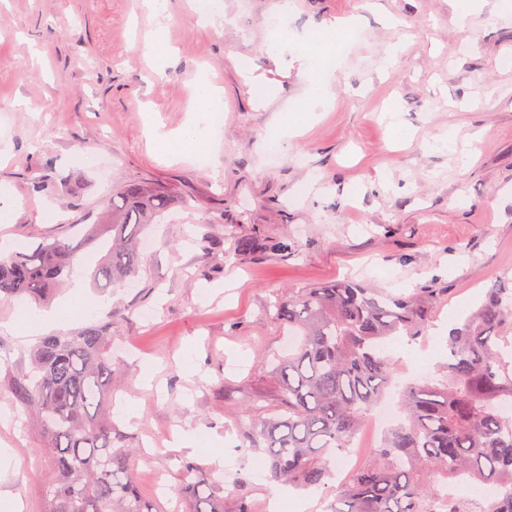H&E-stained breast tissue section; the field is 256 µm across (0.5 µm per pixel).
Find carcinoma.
Here are the masks:
<instances>
[{"mask_svg": "<svg viewBox=\"0 0 512 512\" xmlns=\"http://www.w3.org/2000/svg\"><path fill=\"white\" fill-rule=\"evenodd\" d=\"M172 204L140 183L120 186L102 216L65 238L0 253V297L47 299L83 271L84 250L102 254L93 285L108 289L140 268L141 235ZM439 289L394 295L337 279L278 299L274 318L298 333V345L275 358L282 411L260 420L257 436L270 479L303 488L325 485L332 463L384 399L397 367L383 353L390 336L423 335ZM446 375L406 384L405 418L390 425L365 464L336 488L330 512H512V289L485 300L448 332ZM112 319L74 334L44 336L30 370L13 384L34 413L52 467L44 476V512H151L128 471L131 448L112 445ZM467 475L500 494L485 507L468 494L442 495L438 478ZM191 512H224L217 484H188Z\"/></svg>", "mask_w": 512, "mask_h": 512, "instance_id": "1", "label": "carcinoma"}]
</instances>
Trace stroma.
<instances>
[{"instance_id": "obj_1", "label": "stroma", "mask_w": 512, "mask_h": 512, "mask_svg": "<svg viewBox=\"0 0 512 512\" xmlns=\"http://www.w3.org/2000/svg\"><path fill=\"white\" fill-rule=\"evenodd\" d=\"M455 2L293 0L276 54L268 21L279 0H224L212 26L198 25L192 0H168L157 21L140 0H0V187L13 197L0 241L68 236L129 182L173 193L132 285L100 291L84 276L44 305L77 311L75 330L111 319L114 395L140 412L113 416L112 437L136 448L130 476L152 512H187L183 460L219 484L224 512H267L278 493L289 512H328L335 478L321 492L282 489L249 438L254 408L269 416L280 406V297L344 277L406 295L436 283L443 293L424 337L387 345L403 381L413 349L430 354V377H442L449 322L492 285L512 288V11L489 0L460 28ZM349 18L357 35L338 49L329 95L303 112L304 38ZM159 28L171 47L161 61L149 51ZM202 76L224 94L212 152L160 156L148 124L187 127ZM285 110L304 118L296 136L279 135ZM398 127L408 139L397 141ZM450 132L451 147L440 141ZM84 150L94 165L78 162ZM46 174L51 187L38 189ZM283 235L291 252L265 249ZM241 238L257 245L244 257L230 250ZM99 299L92 317L81 315ZM25 308L0 300V448L13 455L0 474V512L11 499L22 512H42L44 502L45 441L12 385L56 328L20 332ZM144 360L160 367L148 387ZM182 428L223 442V461L174 447L168 437ZM160 481L177 498L160 494Z\"/></svg>"}]
</instances>
